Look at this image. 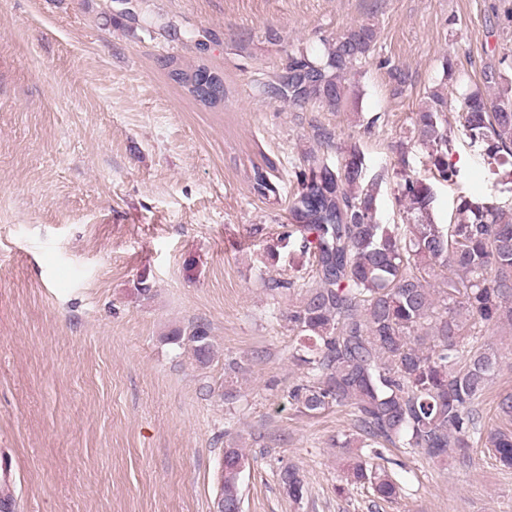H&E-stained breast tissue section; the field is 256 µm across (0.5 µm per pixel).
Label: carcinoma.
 Here are the masks:
<instances>
[{"instance_id":"carcinoma-1","label":"carcinoma","mask_w":512,"mask_h":512,"mask_svg":"<svg viewBox=\"0 0 512 512\" xmlns=\"http://www.w3.org/2000/svg\"><path fill=\"white\" fill-rule=\"evenodd\" d=\"M370 23L351 26L325 46L319 57L302 54L262 86L295 108L319 104L339 111L347 104L346 81L353 67L375 50ZM443 82L416 113L413 133L428 156L437 181L452 182L459 169L450 162L451 130L443 110V88L463 75L456 60L442 61ZM210 72L171 70L174 81L199 96L197 83ZM462 134L481 149L492 174L512 184V102H494L479 90L457 97ZM397 192L405 209L403 232L377 219L379 183L366 177L357 145L346 148L335 170L313 153L296 173L299 191L288 208L286 238L315 267L313 285L301 290L288 312L296 333L304 376L288 397L314 415L346 407L356 433L336 442L346 460L347 479L369 484L377 498L392 501L398 486L370 462L364 448L393 446L430 459L466 456L482 440L500 466L512 468V429L485 428L477 405L499 368L493 335L512 333V206L488 197L461 195L456 222L434 219L432 183L406 171L408 144H399ZM254 191L269 198L278 190L261 169ZM195 360L214 357L208 331L187 336ZM243 449H224L221 495L224 512H241ZM288 496L302 497L296 469L280 473Z\"/></svg>"}]
</instances>
